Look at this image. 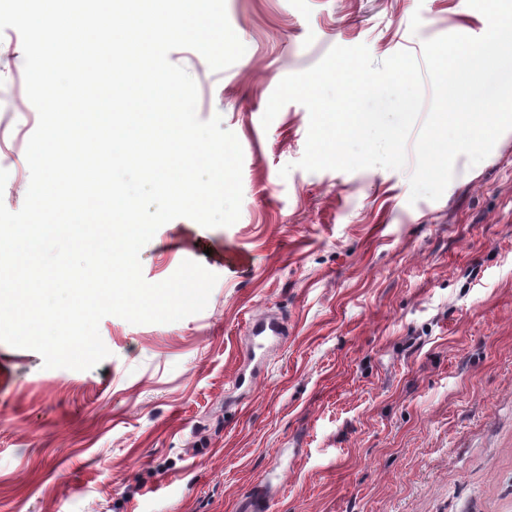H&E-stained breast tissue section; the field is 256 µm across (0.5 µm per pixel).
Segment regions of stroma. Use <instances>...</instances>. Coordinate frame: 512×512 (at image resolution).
Listing matches in <instances>:
<instances>
[{"label": "stroma", "instance_id": "obj_1", "mask_svg": "<svg viewBox=\"0 0 512 512\" xmlns=\"http://www.w3.org/2000/svg\"><path fill=\"white\" fill-rule=\"evenodd\" d=\"M244 56L213 72L170 53L243 149L239 220L160 227L151 283L183 260L217 274L207 307L166 324L104 317L110 354L47 369L0 343V512H512V130L455 161L436 201L410 169L297 168L309 114L262 115L283 77L336 45L381 61L449 33L478 37L466 0H226ZM38 124L19 33L0 35V201L24 202ZM288 176H280L282 167ZM288 322L253 391L234 387L265 310Z\"/></svg>", "mask_w": 512, "mask_h": 512}]
</instances>
